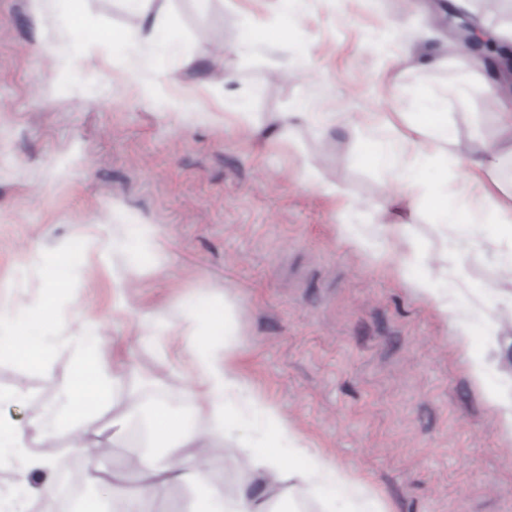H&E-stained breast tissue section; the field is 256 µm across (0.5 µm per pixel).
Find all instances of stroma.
<instances>
[{
	"label": "stroma",
	"mask_w": 512,
	"mask_h": 512,
	"mask_svg": "<svg viewBox=\"0 0 512 512\" xmlns=\"http://www.w3.org/2000/svg\"><path fill=\"white\" fill-rule=\"evenodd\" d=\"M79 5L77 29L70 0H0V300L20 320L54 298L39 327L49 354L0 355V391L28 393L20 405L0 402V417L40 411L53 380L73 370L64 340L86 324L101 332L86 358L120 349L125 389L162 380L131 430L146 427L154 406L207 427L188 349L229 330L252 389L387 512H512V439L470 375L490 335L512 350V328L492 333L476 315L445 322L417 288L430 273L454 287V254L495 303L512 293L500 266L512 244L482 245L486 226L438 223L421 197L399 229L378 217L400 185L372 159L392 135L369 118L400 110L396 89L428 92L475 73L468 101L447 109L465 149L512 112V90L484 91L486 61L449 35L456 0H304L303 23L282 40L277 0H211L204 10L167 0L154 44L138 37L125 0ZM247 17L257 44L240 55ZM106 29L129 37L89 39ZM410 44L440 64L415 69L403 57ZM167 97L184 108L169 109ZM301 108L335 113V130L300 122L292 138L273 136L276 113ZM306 162L319 183L302 180ZM464 170L433 163L418 179L447 188L449 210L463 214L482 195L477 185L457 193ZM346 224L388 260L356 248ZM144 226L162 243L157 271L140 249ZM414 250L418 259L400 266ZM64 254L74 263L57 294L49 269ZM116 266L142 270L118 293ZM136 451L126 439L104 459L76 454L66 432L39 449L68 472L118 470Z\"/></svg>",
	"instance_id": "1"
}]
</instances>
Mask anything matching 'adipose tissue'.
I'll list each match as a JSON object with an SVG mask.
<instances>
[{
	"instance_id": "ef3b65f1",
	"label": "adipose tissue",
	"mask_w": 512,
	"mask_h": 512,
	"mask_svg": "<svg viewBox=\"0 0 512 512\" xmlns=\"http://www.w3.org/2000/svg\"><path fill=\"white\" fill-rule=\"evenodd\" d=\"M470 80V74H462L444 90L414 99L413 119L400 134L402 146L415 151L412 162L398 165L392 151L380 155V162L398 166L399 183L405 193L418 188V166L458 158L459 142L447 121V105L449 99L466 96ZM477 144L467 171L469 181L484 187L480 221L494 227L488 242L512 241V192L498 193L499 183L492 177L498 163L512 157V113H501L498 139L481 138ZM52 309L51 300L41 302L25 321L14 325L10 336L0 339V347L25 359L33 357L38 348L39 322ZM96 337L94 327L79 329L73 338L77 370L55 381L54 391L39 414L23 424L0 420V466H10L18 475L17 482L0 485V512H28L34 496L54 491L55 465L35 453L36 445L66 429L75 434L77 450L91 448L86 423L106 409L111 385L123 378L122 370L109 367L103 358L84 357L83 343ZM191 360L203 396L196 411L209 415L211 424L199 429L181 415L157 413L150 423V451L129 457L125 475L112 479V496L122 502L123 512H144L146 501L162 498L176 483L202 487L194 512H277V505L298 485L316 492L338 490L363 512H385L361 480L325 456L310 452L278 408L251 392L237 366L232 340H225L220 347L194 348ZM243 394L248 397L250 411L258 414L267 427L259 448L232 441L226 431L228 421L239 411L237 399ZM218 449L223 450L226 460L245 463L248 469L247 478L230 491L206 484L208 455ZM34 476L39 478V486L31 485Z\"/></svg>"
}]
</instances>
